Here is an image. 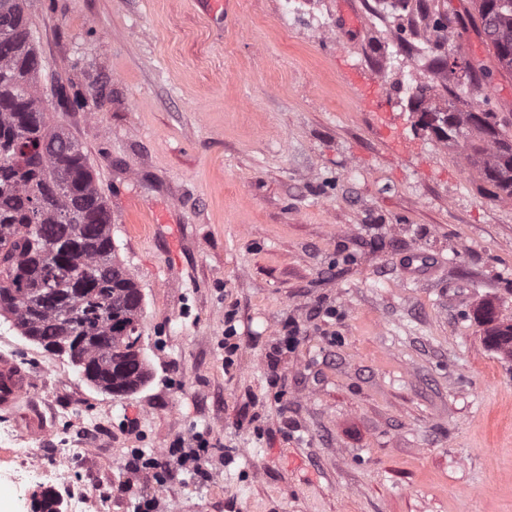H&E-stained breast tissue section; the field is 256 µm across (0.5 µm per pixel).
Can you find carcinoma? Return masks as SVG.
<instances>
[{
  "label": "carcinoma",
  "mask_w": 512,
  "mask_h": 512,
  "mask_svg": "<svg viewBox=\"0 0 512 512\" xmlns=\"http://www.w3.org/2000/svg\"><path fill=\"white\" fill-rule=\"evenodd\" d=\"M28 0H0V316L69 356L113 395L148 378L140 354L143 298L117 260L112 213L82 144L50 120ZM488 41L512 72V0ZM442 138L470 150L489 195L512 199V139L496 112L449 111Z\"/></svg>",
  "instance_id": "carcinoma-1"
}]
</instances>
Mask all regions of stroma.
Segmentation results:
<instances>
[{"label":"stroma","mask_w":512,"mask_h":512,"mask_svg":"<svg viewBox=\"0 0 512 512\" xmlns=\"http://www.w3.org/2000/svg\"><path fill=\"white\" fill-rule=\"evenodd\" d=\"M383 2L29 0L50 117L82 143L143 296L149 378L101 391L0 317V354L33 379L0 430L45 425L0 442V512L45 493L67 512L10 477L22 451L49 470L50 448L101 432L73 481L112 512H132L131 481L159 512H512V360L478 321L489 301L512 321V199L414 127L512 113V76L471 0ZM452 55L491 84L461 94ZM204 430L208 480L128 473L131 449Z\"/></svg>","instance_id":"1"}]
</instances>
